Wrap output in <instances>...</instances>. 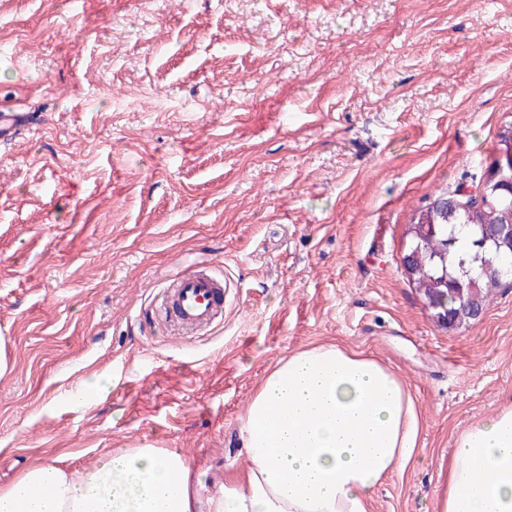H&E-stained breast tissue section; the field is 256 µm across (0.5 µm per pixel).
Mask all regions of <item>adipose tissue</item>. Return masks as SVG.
I'll use <instances>...</instances> for the list:
<instances>
[{"mask_svg": "<svg viewBox=\"0 0 512 512\" xmlns=\"http://www.w3.org/2000/svg\"><path fill=\"white\" fill-rule=\"evenodd\" d=\"M419 430L410 388L390 367L315 344L278 362L252 395L238 430L249 465L216 490L187 457L143 444L80 471L34 463L0 487V512H371ZM440 512H512L511 406L457 436Z\"/></svg>", "mask_w": 512, "mask_h": 512, "instance_id": "obj_1", "label": "adipose tissue"}]
</instances>
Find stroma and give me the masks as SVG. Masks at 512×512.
I'll use <instances>...</instances> for the list:
<instances>
[{
    "instance_id": "1",
    "label": "stroma",
    "mask_w": 512,
    "mask_h": 512,
    "mask_svg": "<svg viewBox=\"0 0 512 512\" xmlns=\"http://www.w3.org/2000/svg\"><path fill=\"white\" fill-rule=\"evenodd\" d=\"M0 110L35 124L0 144L1 486L145 443L245 469L259 382L338 341L420 415L373 512H439L457 435L512 404V288L448 328L400 260L512 123V0H0ZM201 262L224 319L181 339L156 308Z\"/></svg>"
}]
</instances>
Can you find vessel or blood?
I'll return each mask as SVG.
<instances>
[{
	"instance_id": "b4317fda",
	"label": "vessel or blood",
	"mask_w": 512,
	"mask_h": 512,
	"mask_svg": "<svg viewBox=\"0 0 512 512\" xmlns=\"http://www.w3.org/2000/svg\"><path fill=\"white\" fill-rule=\"evenodd\" d=\"M30 119L23 112L0 113V142H8ZM228 288L222 274L195 267L179 273L168 283L162 301L164 323L182 334H195L224 316V294Z\"/></svg>"
}]
</instances>
